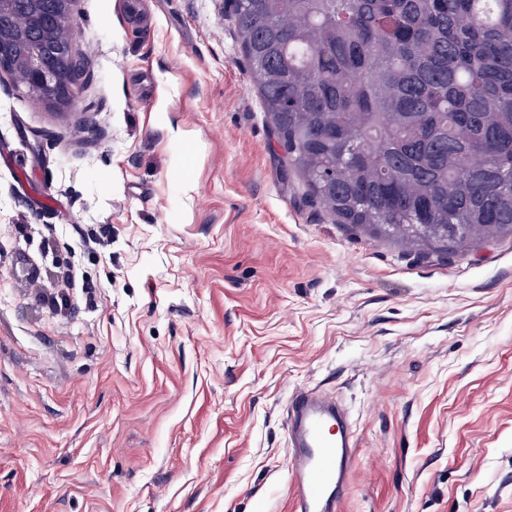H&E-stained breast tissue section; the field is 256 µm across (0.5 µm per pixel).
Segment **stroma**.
<instances>
[{
  "mask_svg": "<svg viewBox=\"0 0 512 512\" xmlns=\"http://www.w3.org/2000/svg\"><path fill=\"white\" fill-rule=\"evenodd\" d=\"M70 28L72 107L0 76V512H294L299 388L350 413L341 512H512V236L306 204L226 0Z\"/></svg>",
  "mask_w": 512,
  "mask_h": 512,
  "instance_id": "stroma-1",
  "label": "stroma"
}]
</instances>
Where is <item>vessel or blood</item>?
<instances>
[{
  "label": "vessel or blood",
  "mask_w": 512,
  "mask_h": 512,
  "mask_svg": "<svg viewBox=\"0 0 512 512\" xmlns=\"http://www.w3.org/2000/svg\"><path fill=\"white\" fill-rule=\"evenodd\" d=\"M289 481L295 512H339L355 463L347 411L310 390L288 402Z\"/></svg>",
  "instance_id": "vessel-or-blood-1"
}]
</instances>
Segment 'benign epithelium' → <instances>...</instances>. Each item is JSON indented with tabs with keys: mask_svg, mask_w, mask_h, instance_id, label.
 Listing matches in <instances>:
<instances>
[{
	"mask_svg": "<svg viewBox=\"0 0 512 512\" xmlns=\"http://www.w3.org/2000/svg\"><path fill=\"white\" fill-rule=\"evenodd\" d=\"M48 38L55 41L56 54L32 47L24 52L13 73L23 91L44 106L67 108L80 94L74 74L83 66L84 58L76 52L71 32H51Z\"/></svg>",
	"mask_w": 512,
	"mask_h": 512,
	"instance_id": "7a95c632",
	"label": "benign epithelium"
}]
</instances>
